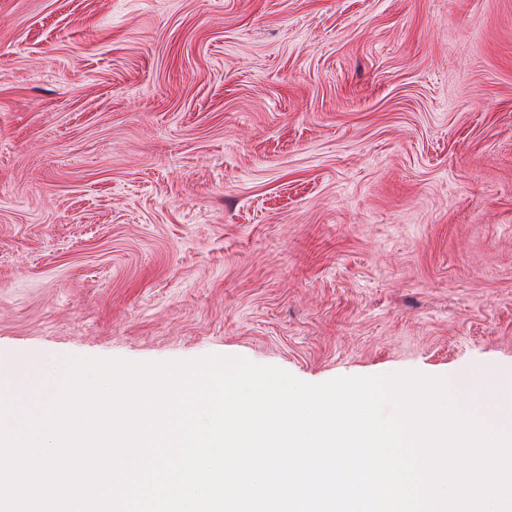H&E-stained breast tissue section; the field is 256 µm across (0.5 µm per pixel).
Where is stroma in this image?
I'll use <instances>...</instances> for the list:
<instances>
[{
    "mask_svg": "<svg viewBox=\"0 0 512 512\" xmlns=\"http://www.w3.org/2000/svg\"><path fill=\"white\" fill-rule=\"evenodd\" d=\"M501 380L512 0H0V359Z\"/></svg>",
    "mask_w": 512,
    "mask_h": 512,
    "instance_id": "obj_1",
    "label": "stroma"
}]
</instances>
